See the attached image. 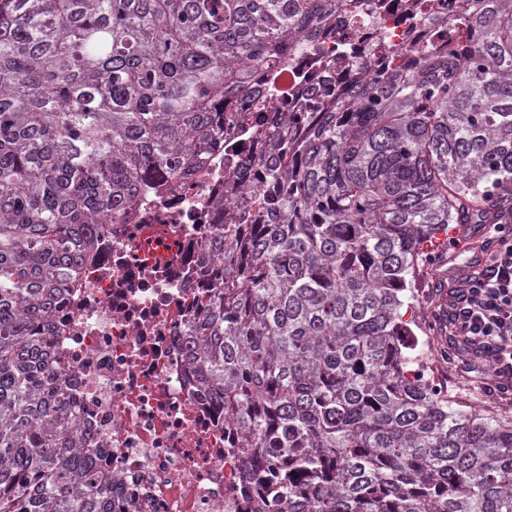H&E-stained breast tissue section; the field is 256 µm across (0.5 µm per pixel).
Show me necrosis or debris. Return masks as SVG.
Wrapping results in <instances>:
<instances>
[{
	"label": "necrosis or debris",
	"instance_id": "1",
	"mask_svg": "<svg viewBox=\"0 0 512 512\" xmlns=\"http://www.w3.org/2000/svg\"><path fill=\"white\" fill-rule=\"evenodd\" d=\"M318 41L298 46L273 67L254 70L264 110L238 98L224 132L191 175L147 182L117 223L107 224L58 299L45 341L67 390L85 452L112 479L114 512H259L246 496L244 442L224 410L196 387L183 345L192 302L212 288L203 244L224 213L216 204L244 157L261 161L272 135L269 115L293 112L321 89L333 101L352 73L382 70L391 53L419 58L437 24L464 0H350ZM165 228L166 260L140 243Z\"/></svg>",
	"mask_w": 512,
	"mask_h": 512
}]
</instances>
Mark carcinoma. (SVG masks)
<instances>
[{"instance_id":"cac0c4a2","label":"carcinoma","mask_w":512,"mask_h":512,"mask_svg":"<svg viewBox=\"0 0 512 512\" xmlns=\"http://www.w3.org/2000/svg\"><path fill=\"white\" fill-rule=\"evenodd\" d=\"M242 162L186 353L271 512H512V423L428 381L414 297L450 224L512 223V0ZM345 0H0V512H113L40 331L149 175L193 169L251 68Z\"/></svg>"}]
</instances>
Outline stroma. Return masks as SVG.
I'll return each instance as SVG.
<instances>
[{
  "mask_svg": "<svg viewBox=\"0 0 512 512\" xmlns=\"http://www.w3.org/2000/svg\"><path fill=\"white\" fill-rule=\"evenodd\" d=\"M483 229L470 224L461 231H449L448 244L443 250L446 277L436 281L427 276L419 292L417 311L430 326L419 333L420 349L433 360L429 375L434 382L447 386L450 395L464 410L478 411L505 421H512V400L502 399L493 392L495 379L490 371L452 361L446 355L450 341L445 327L444 314L448 308V290L455 287L461 273L482 269L490 251L483 247Z\"/></svg>",
  "mask_w": 512,
  "mask_h": 512,
  "instance_id": "1",
  "label": "stroma"
}]
</instances>
